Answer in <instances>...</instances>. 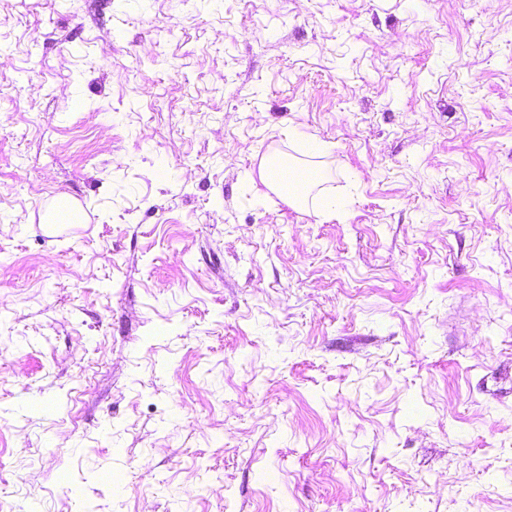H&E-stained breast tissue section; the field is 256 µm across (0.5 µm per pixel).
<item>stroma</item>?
<instances>
[{
    "label": "stroma",
    "mask_w": 512,
    "mask_h": 512,
    "mask_svg": "<svg viewBox=\"0 0 512 512\" xmlns=\"http://www.w3.org/2000/svg\"><path fill=\"white\" fill-rule=\"evenodd\" d=\"M0 512H512V0H0Z\"/></svg>",
    "instance_id": "stroma-1"
}]
</instances>
